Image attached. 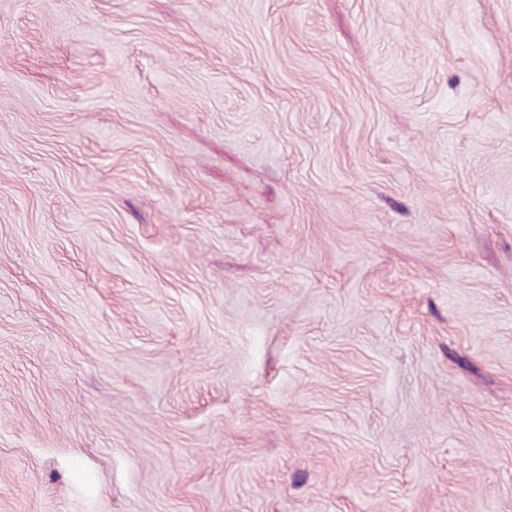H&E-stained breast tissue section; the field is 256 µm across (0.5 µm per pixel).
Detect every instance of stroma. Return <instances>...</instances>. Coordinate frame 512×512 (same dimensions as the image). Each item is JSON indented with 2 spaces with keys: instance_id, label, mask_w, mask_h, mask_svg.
<instances>
[{
  "instance_id": "1",
  "label": "stroma",
  "mask_w": 512,
  "mask_h": 512,
  "mask_svg": "<svg viewBox=\"0 0 512 512\" xmlns=\"http://www.w3.org/2000/svg\"><path fill=\"white\" fill-rule=\"evenodd\" d=\"M0 512H512V0H0Z\"/></svg>"
}]
</instances>
